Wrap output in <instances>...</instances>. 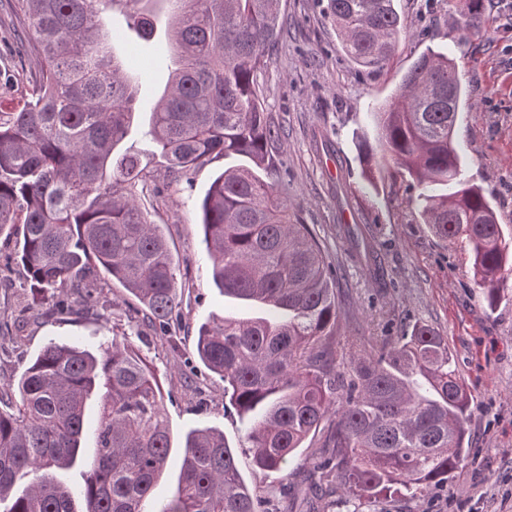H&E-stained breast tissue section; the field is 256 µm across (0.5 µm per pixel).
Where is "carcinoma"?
I'll return each mask as SVG.
<instances>
[{
    "mask_svg": "<svg viewBox=\"0 0 512 512\" xmlns=\"http://www.w3.org/2000/svg\"><path fill=\"white\" fill-rule=\"evenodd\" d=\"M168 11L173 68L152 97L128 74L104 34L106 16L149 43ZM343 50L382 70L403 26L394 0H328ZM279 0H0V26L19 32L14 104L0 96V234L20 230L14 260L32 305L105 274L168 332L180 318L182 282L167 241L136 200L152 157L179 181L214 159H234L201 201L204 241L219 291L275 317H226L199 327L196 354L224 381L245 429L239 448L283 474L265 496L241 476L224 433L185 436L177 492L160 512H288V466L309 435L328 453L307 465L334 478L350 501L418 497L448 483L467 458L471 396L448 342L416 324L337 360L334 272L316 234L268 181L275 135L255 74L280 35ZM484 0H466L459 29L478 26ZM34 57L29 71L25 58ZM462 88L448 54L427 48L399 93L372 113L376 143L358 142L370 185L402 170L408 205L450 245L468 248L475 285L497 305L512 274V234L483 188L463 177L454 141ZM150 114L151 157L121 149L132 114ZM367 269L370 243L355 240ZM20 401L0 392V512H144L170 460L163 396L145 359L117 338L91 351L48 343L18 380ZM97 397V442L80 447L85 406ZM78 469L72 488L58 470ZM28 478L20 495L19 478Z\"/></svg>",
    "mask_w": 512,
    "mask_h": 512,
    "instance_id": "1",
    "label": "carcinoma"
}]
</instances>
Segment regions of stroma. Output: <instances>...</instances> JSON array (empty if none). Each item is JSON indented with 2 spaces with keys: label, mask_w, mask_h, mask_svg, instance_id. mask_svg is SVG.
<instances>
[{
  "label": "stroma",
  "mask_w": 512,
  "mask_h": 512,
  "mask_svg": "<svg viewBox=\"0 0 512 512\" xmlns=\"http://www.w3.org/2000/svg\"><path fill=\"white\" fill-rule=\"evenodd\" d=\"M326 6L327 0H281V38L256 82L280 131L268 152L288 166L281 188L320 238L345 293L338 359L348 362L356 346L387 335L388 321L426 323L447 340L472 401L469 458L444 488L423 498L353 505L336 494L322 512H512V290L489 307L474 284L468 253L436 237L408 206V175L393 170L369 186L357 149L360 136L375 138L372 112L398 92L421 52L429 46L447 52L469 102L454 134L463 174L492 199L499 223L512 227V0H485L481 26L467 36L459 29L464 0H396L404 33L388 64L374 73L343 53ZM224 166V158L214 159L189 182L174 185L156 168L153 189L139 194L190 278L175 335L139 324L137 300L107 278L94 285L95 313L88 317L32 311L25 289L0 288V318L26 322L19 338H0V390L16 392L21 373L48 343L92 346L124 331L161 386L173 457L182 456L185 434L200 427L222 430L237 448L241 420L223 381L195 355L201 324L240 312L213 282L200 225V202ZM355 226L371 234L385 285L356 261L348 233Z\"/></svg>",
  "instance_id": "stroma-1"
}]
</instances>
